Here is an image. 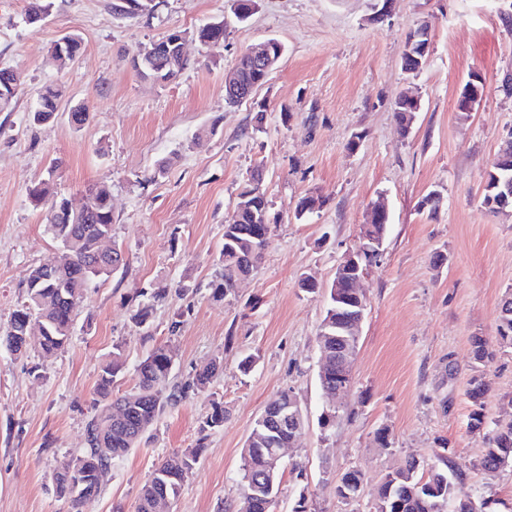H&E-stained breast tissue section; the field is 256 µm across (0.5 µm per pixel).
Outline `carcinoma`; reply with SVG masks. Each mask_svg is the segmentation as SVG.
Returning <instances> with one entry per match:
<instances>
[{
    "label": "carcinoma",
    "mask_w": 512,
    "mask_h": 512,
    "mask_svg": "<svg viewBox=\"0 0 512 512\" xmlns=\"http://www.w3.org/2000/svg\"><path fill=\"white\" fill-rule=\"evenodd\" d=\"M189 60L172 57L164 62L162 81L176 79L187 67ZM60 89L52 84L44 86L38 94L32 111L33 121L43 123L54 118L57 112ZM512 177V152L498 158L487 174V184L496 177ZM28 196L35 205L50 202L46 230L62 248L52 271L46 264L36 266L30 273L24 301L12 312L5 331L0 333V345L15 355H24L30 346L27 338L30 329L37 328L36 342L40 359L48 362L68 345L74 330V311L84 300L92 283L104 276L123 271L127 259L117 266L106 263L101 252V240L112 237L114 216L110 194L100 186L86 191L87 214L83 223L67 222L63 212L67 200L54 195L53 179L40 180L28 189ZM271 223L270 205L263 188L262 174L254 170L244 180L235 209L224 224V244L220 253L221 271L211 281L212 296L224 299L235 293L241 276L251 275L262 258L268 244L259 230ZM189 286L180 283L175 289L158 288L141 294L131 315L132 321L145 335L151 332V317L155 304L164 301L170 293L184 294ZM349 304L336 306V300L327 301L317 338L324 348L336 350V342L356 347L359 338L346 333ZM174 365V352L165 346L153 349L137 365V382L120 396L113 395L117 378L125 368V359L115 346L112 356L100 367L95 389V413L85 426V448L71 458L64 473H55L53 480L59 496L71 504V512H80V505L101 492L99 472L109 468L112 461L125 456L138 447L149 430L164 412L189 393L204 391L223 369V359L216 356L200 367L194 375L180 385L169 386ZM318 375L320 387L336 382V359L320 358ZM488 383L481 374L472 376L468 397L472 411L469 428L481 431L486 425L484 398ZM120 411L123 419L117 421L114 412ZM226 411L220 402L214 403L212 412L200 425L195 447L169 455L141 487L137 512H152L150 504L158 494L168 500L175 499L183 482L197 462L199 451L209 433L224 426ZM291 434L288 429L275 430L263 411L255 421L241 452V494L239 512H257L251 504V494L262 496L281 493V476L274 485H268L274 451L288 446ZM421 457L410 454L400 467L389 470L378 486L371 512H461L460 494L462 479L452 469L436 468L424 472L419 464ZM481 467L495 472L512 466V424L498 427L487 434ZM336 494L343 500L357 497V474L349 471L336 487Z\"/></svg>",
    "instance_id": "cac0c4a2"
}]
</instances>
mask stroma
<instances>
[{"label":"stroma","mask_w":512,"mask_h":512,"mask_svg":"<svg viewBox=\"0 0 512 512\" xmlns=\"http://www.w3.org/2000/svg\"><path fill=\"white\" fill-rule=\"evenodd\" d=\"M28 3L0 0V68L23 79L0 108V328L24 300L31 269L58 252L43 207L27 196L47 170L57 194L75 205L89 186L109 188L113 239L129 266L88 290L69 345L52 361L0 348V512H70L53 475L84 446L99 366L116 343L126 360L118 395L160 345L175 352L171 383L216 356L223 372L208 391L167 407L147 439L113 462L82 512H135L162 460L196 445L215 400L227 409L224 425L210 432L167 512H237L241 450L284 389L298 395L306 418L284 463L303 474L284 472L276 512H292L301 497L310 512H369L383 474L411 453L449 458L465 493L491 499L487 512H512V467L481 468L485 438L468 428L467 397L471 377L484 373L487 422H512V345L498 337L501 299L512 290V210L493 213L483 203L486 173L512 137V0H392L383 19L377 0H258L244 24L233 22L231 0H159L135 19L115 14L113 0H52L34 27L24 20ZM223 18V41H188L190 66L175 81L135 71L140 45ZM421 20L431 23L430 53L411 76L401 57ZM70 32L81 35L83 50L61 67L50 47ZM270 38L285 47L279 64L252 99L227 106L225 71ZM474 76L484 93L464 117L456 99ZM47 84L63 94L54 119L36 124L30 112ZM405 91L421 109L403 133L393 101ZM79 103L90 112L80 128L69 118ZM256 166L278 222L257 270L217 301L208 284L224 224ZM433 190L444 205L431 213L421 201ZM310 197L321 206L300 214ZM380 199L391 224L362 282L367 311L353 383L325 429L317 340L325 289ZM304 275L318 292L299 288ZM181 281L191 292L156 304L152 333L143 335L129 319L137 292ZM476 336L493 351L489 361L474 359ZM247 353L259 360L245 374L238 364ZM381 428L390 433L386 450L376 441ZM352 469L362 473V489L345 503L336 487Z\"/></svg>","instance_id":"stroma-1"}]
</instances>
